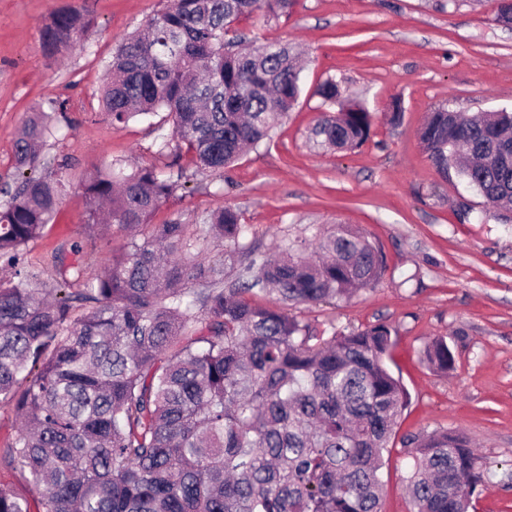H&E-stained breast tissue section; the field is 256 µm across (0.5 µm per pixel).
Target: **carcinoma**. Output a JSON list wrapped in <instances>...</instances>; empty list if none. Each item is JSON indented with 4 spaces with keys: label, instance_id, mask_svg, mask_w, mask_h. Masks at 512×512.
Listing matches in <instances>:
<instances>
[{
    "label": "carcinoma",
    "instance_id": "obj_1",
    "mask_svg": "<svg viewBox=\"0 0 512 512\" xmlns=\"http://www.w3.org/2000/svg\"><path fill=\"white\" fill-rule=\"evenodd\" d=\"M295 0H173L116 48L102 104L112 124L165 111L172 135L158 153L168 171L112 162L86 184L87 221L104 215L128 232L103 272L85 273L79 250L56 255L60 280L44 291L19 267L24 247L52 223L64 189L41 149L54 117L25 115L15 144L18 177L0 191V399L21 429L5 453L28 473L41 512H380V470L407 392L384 357L392 331L378 324L328 339L288 314L290 303L345 298L374 284L381 249L361 231L332 227L277 258L249 252L226 283L224 261L200 257L210 238L241 248L244 228L226 207L151 224L185 188L182 156L221 172L270 139L298 101L301 70L285 45L243 44L235 24L287 17ZM91 18L52 14L41 30L54 53L77 42ZM339 112L311 130L321 147L354 149L371 113L333 79L317 90ZM421 143L486 199L512 210V109L468 116L431 112ZM79 288H73L74 284ZM258 289L266 304L251 294ZM426 362L454 369L443 338ZM406 478L412 512H469L486 465L465 437H413ZM0 512H29L0 487Z\"/></svg>",
    "mask_w": 512,
    "mask_h": 512
}]
</instances>
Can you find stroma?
<instances>
[{
  "label": "stroma",
  "instance_id": "stroma-1",
  "mask_svg": "<svg viewBox=\"0 0 512 512\" xmlns=\"http://www.w3.org/2000/svg\"><path fill=\"white\" fill-rule=\"evenodd\" d=\"M173 0H0V183L12 181L24 113L64 106L61 132L42 154L65 164L66 189L47 233L24 262L47 287L58 278L60 247L80 248L88 273L124 244L118 226L86 222L82 191L92 173L124 159L165 169V113L112 125L101 105L104 65L115 46ZM92 23L72 48L44 51L40 28L62 8ZM245 39L288 45L304 66L303 94L272 139L222 172L187 165L188 184L152 221L195 223L232 207L242 246L272 254L336 224L368 234L386 257L377 283L330 304L288 312L323 336L384 323L395 344L386 364L408 392L381 470V512H409L406 438L462 434L491 466L472 512H512V224L492 219L486 199L455 173L444 174L420 142L430 112L445 106L474 115L512 107V27L497 23L492 0H296L289 16L245 19ZM336 80L372 114L368 140L347 151L308 141L329 106L316 89ZM400 101L398 121L390 107ZM445 338L455 355L443 373L423 359Z\"/></svg>",
  "mask_w": 512,
  "mask_h": 512
}]
</instances>
